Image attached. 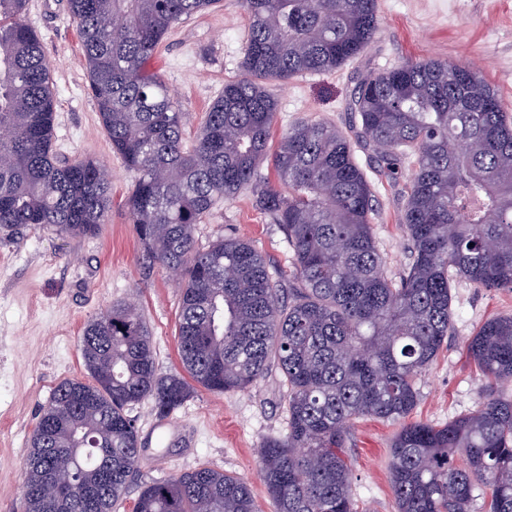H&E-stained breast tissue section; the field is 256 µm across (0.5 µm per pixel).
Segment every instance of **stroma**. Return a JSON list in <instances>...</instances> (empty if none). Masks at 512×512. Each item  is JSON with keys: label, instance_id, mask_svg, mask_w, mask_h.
<instances>
[{"label": "stroma", "instance_id": "obj_1", "mask_svg": "<svg viewBox=\"0 0 512 512\" xmlns=\"http://www.w3.org/2000/svg\"><path fill=\"white\" fill-rule=\"evenodd\" d=\"M380 28L358 58L327 73L272 84L277 101L274 134L299 121L347 128L357 76L409 61L440 59L473 65L499 89L512 111V0H379ZM25 23L34 29L50 65L55 91L54 143L60 160L91 157L112 171V211L98 235L69 237L49 228L0 227V512H25L23 462L31 433L53 389L88 373L79 351L85 325L108 306L136 304L165 372L181 368L177 351L181 290L167 270L145 269L142 246L125 200L133 175L112 152L89 91L77 27L67 0H28ZM248 31L242 0L220 4L175 24L161 44L156 67L186 116L193 139L226 82L241 77ZM372 227L388 276L408 262L400 221L402 184L377 173ZM247 239L281 277L292 275L293 253L285 232L258 210L250 192L218 203L196 241L204 248L219 236ZM452 332L418 377L412 419L445 425L474 411L482 377L465 344L490 317L512 315V291L457 283L452 288ZM285 379L277 366L242 392L196 389L178 411L160 419L151 403L130 414L142 453L134 485L113 512H133L140 486L209 466L245 479L262 510L272 512L260 476L259 449L287 432ZM170 431L159 439L160 423ZM397 421L364 418L349 430L352 497L359 512H396L390 480V445Z\"/></svg>", "mask_w": 512, "mask_h": 512}]
</instances>
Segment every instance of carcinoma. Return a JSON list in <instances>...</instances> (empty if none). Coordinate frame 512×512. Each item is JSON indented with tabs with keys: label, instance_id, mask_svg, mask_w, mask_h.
Instances as JSON below:
<instances>
[{
	"label": "carcinoma",
	"instance_id": "cac0c4a2",
	"mask_svg": "<svg viewBox=\"0 0 512 512\" xmlns=\"http://www.w3.org/2000/svg\"><path fill=\"white\" fill-rule=\"evenodd\" d=\"M28 0H0V226L96 235L112 205L101 162H61L55 92ZM219 0H68L89 88L112 151L134 174L126 206L146 262L179 275L178 354L163 373L133 304L85 326L90 380L58 384L28 441L26 512H112L141 453L129 410L168 417L191 396L243 391L275 360L288 383V430L258 465L274 512H357L344 452L354 420L406 418L416 379L453 327L451 285L512 290V114L470 66L406 62L356 79L355 134L300 122L269 141L268 89L334 71L379 29L377 0H243V77L224 84L191 145L183 113L149 62L172 26ZM399 181L410 262L397 277L373 235L372 185L356 158ZM271 164L277 183L262 174ZM251 192L288 233L295 272L283 284L247 240L196 248L216 203ZM483 380L479 408L444 426L404 424L390 448L397 512H512V315L486 321L466 345ZM66 493L39 494L45 472ZM97 505L87 507L86 490ZM135 512H261L249 484L210 467L146 484Z\"/></svg>",
	"mask_w": 512,
	"mask_h": 512
}]
</instances>
